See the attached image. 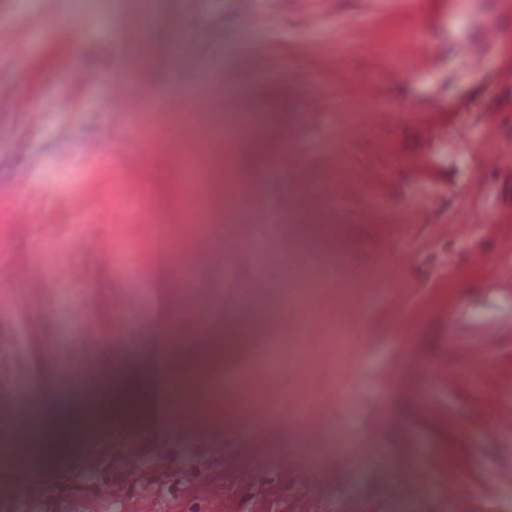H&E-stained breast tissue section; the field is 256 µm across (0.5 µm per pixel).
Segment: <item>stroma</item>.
I'll return each mask as SVG.
<instances>
[{"label":"stroma","mask_w":512,"mask_h":512,"mask_svg":"<svg viewBox=\"0 0 512 512\" xmlns=\"http://www.w3.org/2000/svg\"><path fill=\"white\" fill-rule=\"evenodd\" d=\"M151 6L0 0V402L18 396L21 372L37 388L54 379L43 394L53 402L92 358L120 355L119 338L137 343L134 364L150 373L155 227L191 207L203 222L171 227L172 258L241 322L228 378L274 411L165 432L142 418L89 437L29 467L27 482L0 480V512H121L96 491L113 481L155 512H344L348 501L357 512H512V483L494 479L512 471V434L492 424L512 407V281L497 274L512 267V0H311L305 12L291 0H162L156 18ZM422 45L435 55L428 70L416 63ZM390 53L402 60L395 74L380 65ZM139 55V97L114 93ZM228 86L245 94L243 122L257 115L285 136L265 160L200 145L203 130L184 122L198 91ZM309 92L326 108L308 110ZM374 111L392 123H373ZM317 191L333 208L309 222L335 229L348 263L316 305L351 337L306 336L307 351H282L273 373L270 342L301 317L285 291L320 279L286 256L297 209ZM243 194L262 210L293 207L278 234L258 218L235 228L280 255L258 279L250 253L231 248L211 266L188 246ZM476 348L487 370L471 368ZM433 366L452 378L430 376ZM298 406L326 428L292 453L279 427ZM133 437L146 463L130 473ZM88 447L102 458L93 478L81 473Z\"/></svg>","instance_id":"35a3bbf8"}]
</instances>
